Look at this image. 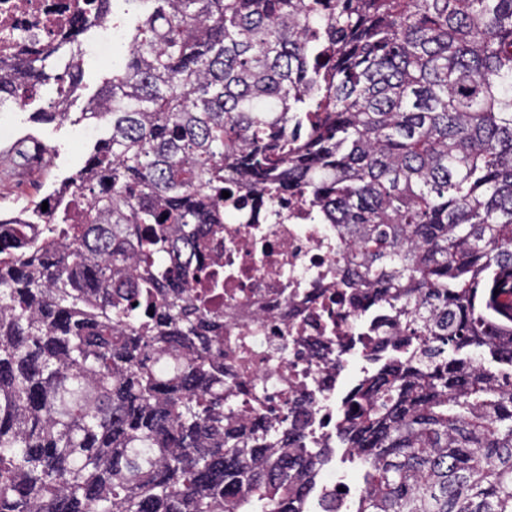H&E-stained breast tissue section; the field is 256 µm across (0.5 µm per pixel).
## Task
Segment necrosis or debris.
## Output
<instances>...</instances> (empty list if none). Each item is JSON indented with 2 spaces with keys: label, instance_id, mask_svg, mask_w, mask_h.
I'll return each instance as SVG.
<instances>
[{
  "label": "necrosis or debris",
  "instance_id": "obj_1",
  "mask_svg": "<svg viewBox=\"0 0 512 512\" xmlns=\"http://www.w3.org/2000/svg\"><path fill=\"white\" fill-rule=\"evenodd\" d=\"M102 0H0V62L37 55L81 24L95 31L86 55L112 45ZM225 189L224 333L250 340L248 364L236 380L250 396L238 415L277 421L287 416L305 447L332 445L347 386L369 374L387 352L392 316L355 295L339 261L343 242L332 224L314 219L294 193L258 209L235 181ZM315 512H350L357 492L330 469L318 481Z\"/></svg>",
  "mask_w": 512,
  "mask_h": 512
}]
</instances>
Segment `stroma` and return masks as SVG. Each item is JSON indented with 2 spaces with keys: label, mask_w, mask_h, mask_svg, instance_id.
I'll use <instances>...</instances> for the list:
<instances>
[{
  "label": "stroma",
  "mask_w": 512,
  "mask_h": 512,
  "mask_svg": "<svg viewBox=\"0 0 512 512\" xmlns=\"http://www.w3.org/2000/svg\"><path fill=\"white\" fill-rule=\"evenodd\" d=\"M111 73V58L85 60L82 84L67 103L66 117L50 116L54 89L49 85L39 87L36 98L17 111L15 137L0 139V208L20 213L51 197L66 178L82 169L96 140L109 137L105 125L85 134L81 114ZM21 145L29 160L17 157Z\"/></svg>",
  "instance_id": "35a3bbf8"
}]
</instances>
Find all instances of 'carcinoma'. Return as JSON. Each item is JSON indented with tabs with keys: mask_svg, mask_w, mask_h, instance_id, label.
Returning a JSON list of instances; mask_svg holds the SVG:
<instances>
[{
	"mask_svg": "<svg viewBox=\"0 0 512 512\" xmlns=\"http://www.w3.org/2000/svg\"><path fill=\"white\" fill-rule=\"evenodd\" d=\"M124 2L110 137L0 223V512H303L329 449L235 420L224 266L188 279L230 173L337 225L396 322L336 427L354 512H512V0ZM84 32L20 66L61 117Z\"/></svg>",
	"mask_w": 512,
	"mask_h": 512,
	"instance_id": "carcinoma-1",
	"label": "carcinoma"
}]
</instances>
